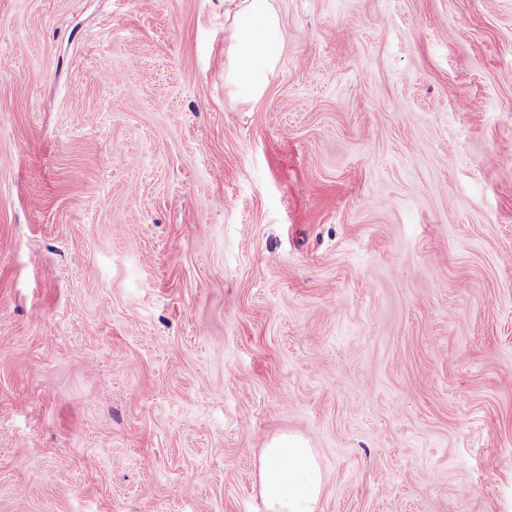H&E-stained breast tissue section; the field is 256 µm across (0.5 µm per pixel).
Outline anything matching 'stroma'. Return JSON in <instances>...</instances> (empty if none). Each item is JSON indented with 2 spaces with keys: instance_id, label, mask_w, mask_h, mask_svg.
I'll return each mask as SVG.
<instances>
[{
  "instance_id": "obj_1",
  "label": "stroma",
  "mask_w": 512,
  "mask_h": 512,
  "mask_svg": "<svg viewBox=\"0 0 512 512\" xmlns=\"http://www.w3.org/2000/svg\"><path fill=\"white\" fill-rule=\"evenodd\" d=\"M0 0V512H512V0ZM224 83L245 102L261 99L285 49L271 0H224ZM259 487L267 512H315L323 475L313 449L294 437L267 443Z\"/></svg>"
}]
</instances>
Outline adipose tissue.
Here are the masks:
<instances>
[{"instance_id":"obj_1","label":"adipose tissue","mask_w":512,"mask_h":512,"mask_svg":"<svg viewBox=\"0 0 512 512\" xmlns=\"http://www.w3.org/2000/svg\"><path fill=\"white\" fill-rule=\"evenodd\" d=\"M224 83L247 102L261 99L285 49L281 20L271 0H224ZM266 512H316L323 475L301 439L266 444L259 473Z\"/></svg>"}]
</instances>
